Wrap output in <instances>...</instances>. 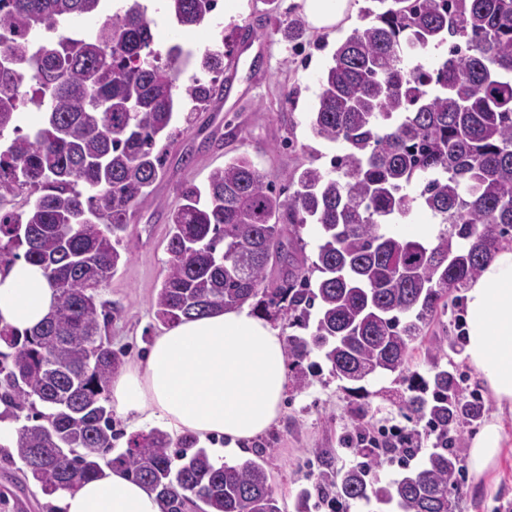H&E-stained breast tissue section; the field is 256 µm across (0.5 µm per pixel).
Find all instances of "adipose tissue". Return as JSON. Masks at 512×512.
Wrapping results in <instances>:
<instances>
[{"label":"adipose tissue","mask_w":512,"mask_h":512,"mask_svg":"<svg viewBox=\"0 0 512 512\" xmlns=\"http://www.w3.org/2000/svg\"><path fill=\"white\" fill-rule=\"evenodd\" d=\"M464 296L463 355L498 407L471 442L470 467L480 477L497 467L507 444L503 418L512 415V248L496 251ZM56 302L39 266L0 268V327L32 328ZM287 384L284 336L245 304L163 329L113 378L112 404L132 431L159 424L173 436H224L226 448L211 454L220 465L275 424ZM51 502L55 512H161L147 485L108 464L90 481L56 490Z\"/></svg>","instance_id":"ef3b65f1"}]
</instances>
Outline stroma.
<instances>
[{
    "instance_id": "35a3bbf8",
    "label": "stroma",
    "mask_w": 512,
    "mask_h": 512,
    "mask_svg": "<svg viewBox=\"0 0 512 512\" xmlns=\"http://www.w3.org/2000/svg\"><path fill=\"white\" fill-rule=\"evenodd\" d=\"M232 12L216 8L199 29L184 40L195 55H203L224 38H236L242 26L255 23L258 35L251 50L225 61L217 77L230 90L222 106L198 112L181 107L177 134L169 147L166 174L150 197L133 209L124 241L128 261L117 270L104 300L118 309L109 327L113 350L128 366L145 354L163 324L155 316L154 301L167 274V205L176 203L180 186L191 180L205 186L210 173L229 158L245 154L276 183L306 167L328 169L333 145L315 137L307 121L319 92L318 79L330 63L337 44L362 23L365 0H353V10L336 27L315 30L302 26L294 37L284 32L302 18L298 0H233ZM463 301H456L431 324L424 341L415 342L411 370L428 375L432 363L451 367L465 396H478L482 415L460 422L454 435L461 474V512H512V447L504 450L498 468L485 484H475L467 467L473 435L496 415L495 400L463 356ZM369 392L366 422L372 426H405L399 402L388 393H401L405 384L385 374L366 381ZM356 400L329 370L312 377L306 388L289 385L282 414L257 445L266 451L268 482L283 512H294L300 490L310 487L308 472L317 470V451L326 448L337 468L357 459L342 439L354 421ZM0 512H54L40 484L27 473L16 450L0 449Z\"/></svg>"
}]
</instances>
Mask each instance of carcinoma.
Instances as JSON below:
<instances>
[{
  "mask_svg": "<svg viewBox=\"0 0 512 512\" xmlns=\"http://www.w3.org/2000/svg\"><path fill=\"white\" fill-rule=\"evenodd\" d=\"M217 0H168L180 33L204 25ZM365 24L336 48L319 78L308 121L336 146L331 169L292 174L288 197L246 155L214 170L206 189L182 185L169 207L168 273L154 301L169 325L245 303L302 333L288 338L299 388L317 354L347 391L396 373L408 382L404 418L422 429L366 431L364 404L343 439L363 462L347 471L320 455L314 490L296 512L323 502H375L396 512H459L462 468L451 429L480 417L456 375L433 364L410 369L411 345L426 335L448 297L480 275L512 241V0H369ZM103 0H0V265L41 267L58 302L35 328L0 327V401L15 420L41 404L48 412L17 429L24 467L47 492L91 479L112 449L106 391L121 363L105 335L113 306L100 299L129 253L121 233L139 200L162 178L179 104L178 72L194 59L176 41L153 48L138 2L101 18ZM448 55L409 65L429 46ZM226 45L199 60L224 70ZM224 86L196 82L186 95L204 112ZM41 122L20 134L21 106ZM27 192L26 209L8 208ZM424 209L441 224L435 241L387 225ZM318 231L317 280L296 259L300 230ZM292 237L284 240L285 227ZM280 266L267 282L269 264ZM431 439L423 463L386 484L376 468L403 455L409 436ZM157 492L164 512H282L263 455L217 467L197 439L174 442L157 428L139 433L107 460Z\"/></svg>",
  "mask_w": 512,
  "mask_h": 512,
  "instance_id": "cac0c4a2",
  "label": "carcinoma"
}]
</instances>
